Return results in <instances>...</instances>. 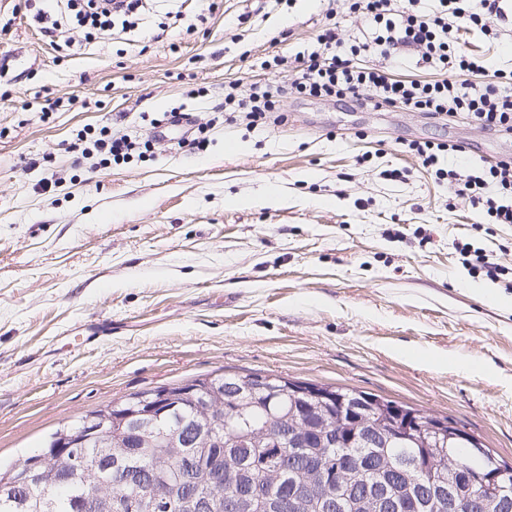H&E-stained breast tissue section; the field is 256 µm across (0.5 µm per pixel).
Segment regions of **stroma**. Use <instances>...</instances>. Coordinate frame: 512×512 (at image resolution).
Wrapping results in <instances>:
<instances>
[{
  "mask_svg": "<svg viewBox=\"0 0 512 512\" xmlns=\"http://www.w3.org/2000/svg\"><path fill=\"white\" fill-rule=\"evenodd\" d=\"M331 10L358 63L443 79L417 51L381 55L346 0H143L133 27L89 40L64 0L53 40L34 8L0 0L1 467L112 400L217 371L427 409L512 461V224L403 148L459 144L476 169L512 158V137L292 93L289 64ZM454 36L487 62L471 82L512 73V23L493 42ZM274 55L284 66L264 68ZM231 83L269 86L286 122L225 120ZM120 112L152 157L100 167L70 150ZM166 112L206 126V152L179 148L176 128L156 137ZM466 244L497 278L464 265ZM104 322L110 335H90Z\"/></svg>",
  "mask_w": 512,
  "mask_h": 512,
  "instance_id": "obj_1",
  "label": "stroma"
}]
</instances>
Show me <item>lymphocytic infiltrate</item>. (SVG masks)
<instances>
[{
  "instance_id": "f902f5d3",
  "label": "lymphocytic infiltrate",
  "mask_w": 512,
  "mask_h": 512,
  "mask_svg": "<svg viewBox=\"0 0 512 512\" xmlns=\"http://www.w3.org/2000/svg\"><path fill=\"white\" fill-rule=\"evenodd\" d=\"M481 2V11L475 12L470 9L469 0H440L438 12L423 15L415 11V0H350L352 12L361 13L374 23L377 46L387 52L400 46L417 50L423 60L440 63L446 78L434 83L405 82L391 78L381 68L356 66L353 57L359 54V47L341 53L336 27L330 24L318 35L316 47L297 66L290 88L304 96L350 98L375 107L390 104L433 118L463 114L481 129L511 135L512 88L470 82L469 74L485 70V60L453 48L448 42L457 26L479 29L492 40L498 37V22L505 16L501 0ZM138 4L139 0H67L76 24L97 32L129 26V16ZM224 109L243 114L250 125L261 126L275 112L276 103L269 87L255 84L245 96L227 91ZM82 137L107 162H124L133 155L146 154L150 148L149 142L113 133L107 126L84 128ZM408 149L424 167L434 171L437 179L453 183L459 194L467 196L491 223L512 224V160H502L473 173L441 167L440 160L450 152V144L413 141Z\"/></svg>"
}]
</instances>
